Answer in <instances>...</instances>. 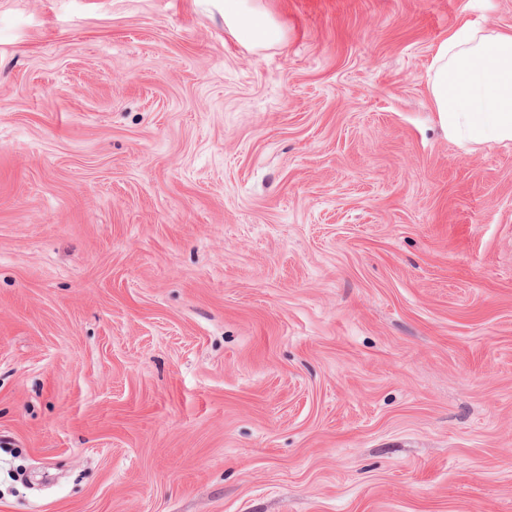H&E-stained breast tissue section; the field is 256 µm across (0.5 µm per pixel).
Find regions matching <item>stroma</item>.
<instances>
[{"label": "stroma", "instance_id": "35a3bbf8", "mask_svg": "<svg viewBox=\"0 0 512 512\" xmlns=\"http://www.w3.org/2000/svg\"><path fill=\"white\" fill-rule=\"evenodd\" d=\"M262 3L0 0V512H512V0ZM224 24L240 44L253 49L284 38L282 27L260 0H224ZM433 112L448 139L512 142V32H485L465 19L440 42L430 65Z\"/></svg>", "mask_w": 512, "mask_h": 512}]
</instances>
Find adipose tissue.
I'll return each instance as SVG.
<instances>
[{"mask_svg": "<svg viewBox=\"0 0 512 512\" xmlns=\"http://www.w3.org/2000/svg\"><path fill=\"white\" fill-rule=\"evenodd\" d=\"M224 23L242 45L262 49L284 32L261 0H224ZM429 93L441 128L465 145L512 142V32H485L460 22L440 42Z\"/></svg>", "mask_w": 512, "mask_h": 512, "instance_id": "adipose-tissue-1", "label": "adipose tissue"}]
</instances>
